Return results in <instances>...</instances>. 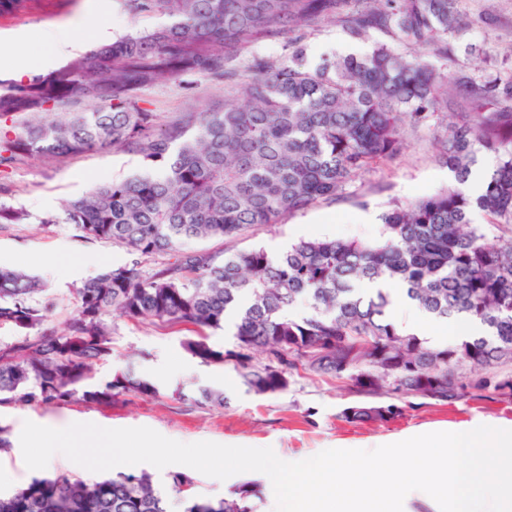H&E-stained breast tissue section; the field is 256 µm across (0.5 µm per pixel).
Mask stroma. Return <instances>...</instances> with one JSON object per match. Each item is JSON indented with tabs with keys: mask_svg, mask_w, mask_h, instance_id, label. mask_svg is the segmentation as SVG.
Returning a JSON list of instances; mask_svg holds the SVG:
<instances>
[{
	"mask_svg": "<svg viewBox=\"0 0 512 512\" xmlns=\"http://www.w3.org/2000/svg\"><path fill=\"white\" fill-rule=\"evenodd\" d=\"M473 22L462 38H449L448 55L426 54V61L456 73L475 76L512 73V0H454ZM88 23L74 28L76 17ZM137 22L125 0H32L27 10L0 14V82H13L9 65L25 46L40 43L43 32L68 29L76 52H84L130 33ZM301 41L304 62L314 67L338 55L363 56L384 44L400 55L411 46L381 31L358 38L338 22L312 30L288 32L256 43L237 58L245 67L259 55L288 63L289 45ZM229 95L223 82L203 74L166 79L144 89L141 97L161 121L182 112H206L223 105ZM436 127L407 133V148L391 163L374 166L350 182L336 198L321 200L284 216L274 224H257L235 239L202 241V248L217 255L261 248L276 255L308 237L378 238L382 214L395 200H415L447 187L453 181L438 159ZM142 161L132 152L106 149L80 155L22 156L9 168H0V201L25 209V224H0V267L23 269L44 279L56 303L51 325L58 326L76 312L73 290L101 270L125 264L126 249L77 237L70 225L59 223L64 204L95 184L120 180L140 172ZM112 359L97 370V380L111 378L134 364L153 380V396L127 395L118 401L91 405L76 399L51 408L19 406L0 414V424L11 434L24 421L64 428L75 422L106 428L149 427L182 442L211 441L224 445L272 448L281 460H303L325 448L371 449L388 438L416 431L450 429L463 423H512V401L466 398L448 405L398 398V413L383 423L350 422L342 411L357 397L345 383L328 375L293 376L287 391L274 395L248 393L238 371L230 364L205 365L183 347V329L167 325L135 324L111 315ZM211 386L224 392L223 405L198 407L177 400L175 391ZM197 495L231 498L242 489L262 487L263 479L240 473L218 480L193 472Z\"/></svg>",
	"mask_w": 512,
	"mask_h": 512,
	"instance_id": "35a3bbf8",
	"label": "stroma"
}]
</instances>
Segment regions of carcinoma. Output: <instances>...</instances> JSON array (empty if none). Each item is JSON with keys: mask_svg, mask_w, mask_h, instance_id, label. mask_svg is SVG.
<instances>
[{"mask_svg": "<svg viewBox=\"0 0 512 512\" xmlns=\"http://www.w3.org/2000/svg\"><path fill=\"white\" fill-rule=\"evenodd\" d=\"M344 17L357 37L385 31L415 49L401 56L385 44L363 57L343 56L303 67L294 43L290 63L256 57L251 77L214 112H184L159 128L139 92L184 73L232 82L229 66L247 46L285 28L316 27ZM135 17H165L108 45L88 50L47 74L0 89V118L25 121L0 139V166L21 155L83 154L108 148L141 157L144 172L92 186L67 201L63 218L77 236L124 247L132 260L101 271L74 289L76 314L61 330L44 328L54 302L37 276L0 269V409L52 407L79 397L109 404L126 395L152 396L156 384L127 368L93 383L112 360L116 312L136 323L183 326L184 349L200 362L231 363L247 392L277 394L303 372L350 382L363 397L409 395L453 404L469 389L512 399V75L473 78L423 61L418 51L448 45L470 20L452 0H127ZM460 92L469 111L447 121ZM87 100L93 107L71 112ZM436 124L439 149L456 184L428 197L395 201L379 239H302L279 256L263 249L219 258L186 251L187 240L234 239L254 224H273L320 199L339 195L373 164L396 159L405 133ZM497 165L480 194L460 189L478 154ZM478 211L504 233L488 242L471 225ZM30 219L0 202V224ZM165 256L153 269L142 259ZM396 283L427 314L466 313L480 331L436 347L399 330L390 289L365 293L362 281ZM236 317L235 343L220 350L207 330ZM260 351L276 369L253 366ZM462 366L464 384H448ZM200 406L224 404V393L199 387ZM394 404L356 403L346 420L386 421ZM193 478L171 474L182 512H256L248 491L210 500L191 493ZM0 512H170L169 497L147 474L119 472L87 481L65 470L0 494Z\"/></svg>", "mask_w": 512, "mask_h": 512, "instance_id": "1", "label": "carcinoma"}]
</instances>
